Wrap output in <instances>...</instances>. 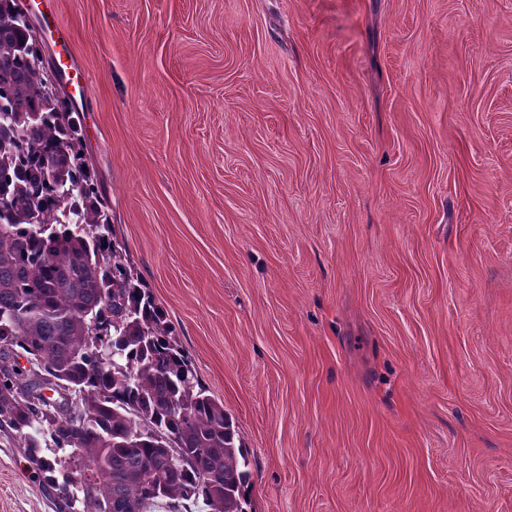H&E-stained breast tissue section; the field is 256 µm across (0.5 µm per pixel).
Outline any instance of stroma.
I'll use <instances>...</instances> for the list:
<instances>
[{
	"label": "stroma",
	"mask_w": 512,
	"mask_h": 512,
	"mask_svg": "<svg viewBox=\"0 0 512 512\" xmlns=\"http://www.w3.org/2000/svg\"><path fill=\"white\" fill-rule=\"evenodd\" d=\"M42 8L247 512H512V0ZM64 509L1 434L0 512Z\"/></svg>",
	"instance_id": "35a3bbf8"
}]
</instances>
